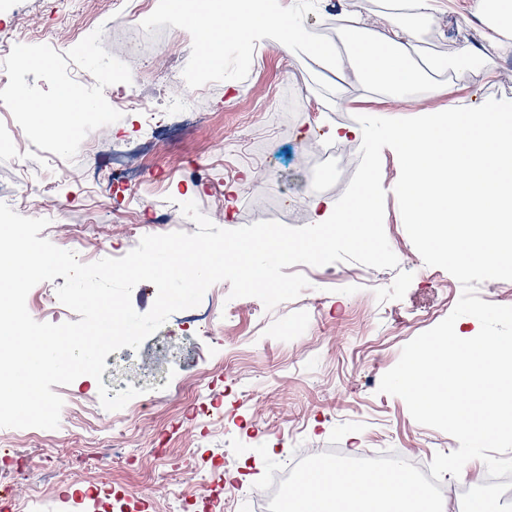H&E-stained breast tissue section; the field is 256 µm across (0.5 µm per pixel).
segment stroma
Instances as JSON below:
<instances>
[{
	"instance_id": "1",
	"label": "stroma",
	"mask_w": 512,
	"mask_h": 512,
	"mask_svg": "<svg viewBox=\"0 0 512 512\" xmlns=\"http://www.w3.org/2000/svg\"><path fill=\"white\" fill-rule=\"evenodd\" d=\"M271 2L308 32L338 42L356 13L372 33L393 20L408 26L422 84L399 95L367 90L349 73L326 81L272 38L255 39L245 55L229 40L223 66L192 109L172 112L170 100L196 69L194 37L180 19L158 12L133 48L131 21L113 11L91 20L63 0H16L14 13L0 14V36L17 44H36L39 31L107 29L103 47L143 79L145 98L163 114L162 142L133 162L142 179L133 193L112 183L132 162L98 160L89 148L98 140L138 147L136 112L89 133L72 161L2 134L0 202L46 217L43 238L95 261L136 247L131 214L151 234L196 232L180 213L172 226L149 223V213L166 212L175 198L195 201L224 229L265 220L301 227L331 214L355 174L357 116L407 118L512 100V52L489 43L477 0H436L421 26L392 0ZM465 52L478 53L481 73L432 67ZM330 143L338 167L313 210L306 186L314 175L303 159L321 156ZM399 175L396 153L383 148L384 228L396 268L289 266L310 286L271 310L254 297L230 308L223 284L213 285L199 306L172 314L139 349L110 353L101 379L84 375L55 386L64 401L60 424L41 430L39 443L9 441V429L0 428V484L11 501L30 512H105L85 496L102 485L128 512L141 502L146 512H172L178 498L191 501L190 512H252L234 489H263L304 450L315 459L320 449L339 448L359 462L387 451L431 458L458 449L451 435L417 423L402 398L379 390L403 346L446 318L462 293L457 279L444 287L428 280L394 194ZM102 385L114 393L138 388L141 413L104 409ZM249 456L261 460L259 477L243 466Z\"/></svg>"
}]
</instances>
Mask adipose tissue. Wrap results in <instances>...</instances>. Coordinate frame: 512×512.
Segmentation results:
<instances>
[{
	"mask_svg": "<svg viewBox=\"0 0 512 512\" xmlns=\"http://www.w3.org/2000/svg\"><path fill=\"white\" fill-rule=\"evenodd\" d=\"M250 2L249 19L242 26L192 19L194 32L201 35L199 52L203 67H210L212 60L223 57L227 33H234L245 47L257 34L279 29V13L269 10L264 0ZM349 31L350 46L342 56L311 39L294 23L289 24L284 40L318 68L350 71L374 90L420 83L422 74L412 62L411 34L406 28L391 24L376 36L368 37L363 27L355 23ZM280 512H442V508L425 493L409 469L385 467L354 472L345 462L336 460L305 470L296 489L284 495Z\"/></svg>",
	"mask_w": 512,
	"mask_h": 512,
	"instance_id": "adipose-tissue-1",
	"label": "adipose tissue"
}]
</instances>
